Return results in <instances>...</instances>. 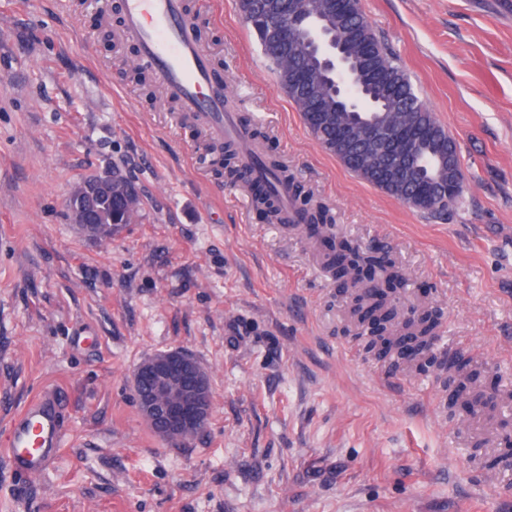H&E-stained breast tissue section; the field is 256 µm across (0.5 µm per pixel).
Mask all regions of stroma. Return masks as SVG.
<instances>
[{
  "mask_svg": "<svg viewBox=\"0 0 512 512\" xmlns=\"http://www.w3.org/2000/svg\"><path fill=\"white\" fill-rule=\"evenodd\" d=\"M454 139L460 205L442 219L325 152L279 88L237 0H185L237 116L334 217L337 239L432 313L419 358L369 348L352 296L303 224H273L216 173L205 132L129 78L119 0H0V512H512V7L359 0ZM119 168L142 198L105 243L70 224L80 176ZM180 350L212 419L173 446L142 421L132 373ZM496 392L452 404L447 353ZM56 390L66 446L21 478L12 417Z\"/></svg>",
  "mask_w": 512,
  "mask_h": 512,
  "instance_id": "1",
  "label": "stroma"
}]
</instances>
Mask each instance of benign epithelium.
I'll return each mask as SVG.
<instances>
[{
    "label": "benign epithelium",
    "instance_id": "1",
    "mask_svg": "<svg viewBox=\"0 0 512 512\" xmlns=\"http://www.w3.org/2000/svg\"><path fill=\"white\" fill-rule=\"evenodd\" d=\"M268 31L278 42L301 40L315 54L318 69L309 76L296 74L290 85L315 84L322 74L336 78L340 109L351 113L347 119L336 123V141L350 143L356 139L360 145H369L370 165L386 169L389 181L400 180L413 155L407 127L394 131L377 121L359 124L352 116L361 107L347 49L358 47L363 66L371 70L368 43L361 41L359 33L340 26L334 34L326 31L320 14L309 11L302 3L288 18V26L271 25ZM115 182L116 174L111 170L89 173L73 187L65 201L71 223L96 242L112 239L120 228L112 223ZM133 392L145 424L168 443L180 445L193 439L211 420L213 396L209 376L185 352L160 351L140 362L133 370Z\"/></svg>",
    "mask_w": 512,
    "mask_h": 512
}]
</instances>
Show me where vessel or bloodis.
Masks as SVG:
<instances>
[{"mask_svg":"<svg viewBox=\"0 0 512 512\" xmlns=\"http://www.w3.org/2000/svg\"><path fill=\"white\" fill-rule=\"evenodd\" d=\"M123 39L135 43L139 63L209 139L241 144L244 161L256 153L245 130L224 104V92L214 79L195 23L183 0H122ZM63 447L60 407L55 392H44L11 421L6 455L22 476L43 474Z\"/></svg>","mask_w":512,"mask_h":512,"instance_id":"b4317fda","label":"vessel or blood"}]
</instances>
